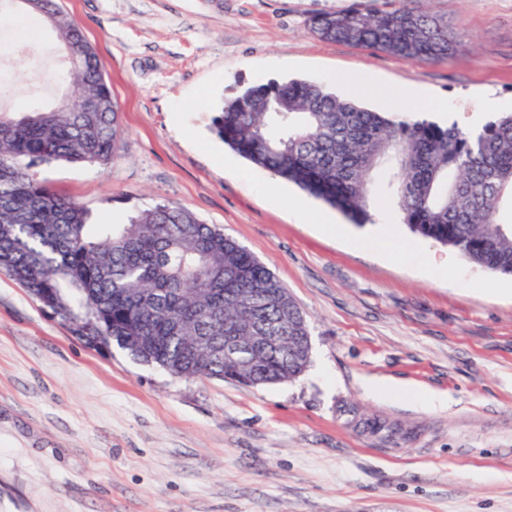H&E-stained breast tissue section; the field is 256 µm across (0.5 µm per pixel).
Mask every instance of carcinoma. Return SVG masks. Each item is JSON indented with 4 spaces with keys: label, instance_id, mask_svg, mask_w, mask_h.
Here are the masks:
<instances>
[{
    "label": "carcinoma",
    "instance_id": "1",
    "mask_svg": "<svg viewBox=\"0 0 512 512\" xmlns=\"http://www.w3.org/2000/svg\"><path fill=\"white\" fill-rule=\"evenodd\" d=\"M40 18L70 48L62 97L69 108L0 109V272L93 349L117 344L181 379L215 377L249 386L300 376L310 363L305 318L283 284L253 254L193 212L158 203L116 229L95 231L79 202L30 171L35 163L107 166L124 135L104 65L58 0H34ZM329 42L361 44L405 60L448 58L442 20L408 7L314 16ZM212 133L252 165L340 210L371 221L381 168L401 223L468 261L512 275V113L465 130L426 118L396 120L306 80L244 88L212 118ZM294 336L303 358L270 347L255 365L224 360L241 335Z\"/></svg>",
    "mask_w": 512,
    "mask_h": 512
}]
</instances>
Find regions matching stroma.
I'll list each match as a JSON object with an SVG mask.
<instances>
[{
    "instance_id": "obj_1",
    "label": "stroma",
    "mask_w": 512,
    "mask_h": 512,
    "mask_svg": "<svg viewBox=\"0 0 512 512\" xmlns=\"http://www.w3.org/2000/svg\"><path fill=\"white\" fill-rule=\"evenodd\" d=\"M105 67L125 129L109 167L35 172L121 225L159 203L223 229L287 288L310 333L298 378L179 379L88 348L0 273V512H512V277L395 224L397 247L303 223L307 198L229 149L211 117L245 87L351 74L466 129L512 101V0H60ZM402 6L441 18L447 60L321 40L311 17ZM66 66L52 31L0 28V107H50ZM448 394L427 411L368 380Z\"/></svg>"
}]
</instances>
